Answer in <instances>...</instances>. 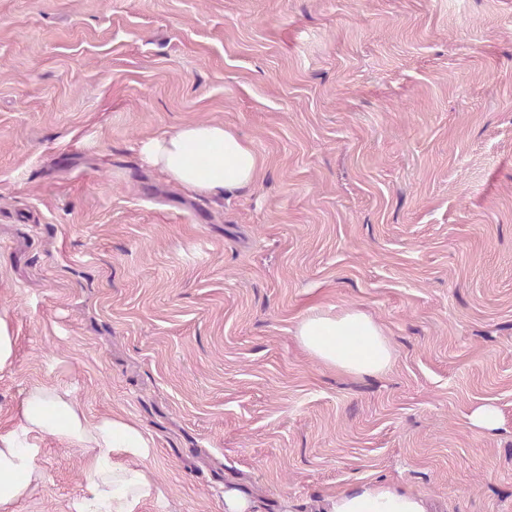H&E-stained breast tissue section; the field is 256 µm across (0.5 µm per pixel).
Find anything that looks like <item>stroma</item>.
I'll use <instances>...</instances> for the list:
<instances>
[{
  "mask_svg": "<svg viewBox=\"0 0 512 512\" xmlns=\"http://www.w3.org/2000/svg\"><path fill=\"white\" fill-rule=\"evenodd\" d=\"M200 121L251 142V192L140 156ZM314 306L371 314L392 368L310 358ZM1 309L0 433L35 386L132 420L140 512L368 481L512 512V0H0ZM34 443L15 512H70L77 450Z\"/></svg>",
  "mask_w": 512,
  "mask_h": 512,
  "instance_id": "35a3bbf8",
  "label": "stroma"
}]
</instances>
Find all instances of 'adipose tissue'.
<instances>
[{
    "mask_svg": "<svg viewBox=\"0 0 512 512\" xmlns=\"http://www.w3.org/2000/svg\"><path fill=\"white\" fill-rule=\"evenodd\" d=\"M140 153L168 180L218 197L251 189L263 166L249 141L215 122L160 133L143 141ZM295 336L310 356L346 374L373 376L394 362L385 330L360 309L333 314L310 308ZM34 435L53 437L80 452L84 494L72 512H139L144 502L161 496L148 466L150 440L135 423L119 415L88 418L75 400L36 386L28 391L16 426L0 433V512H12L31 485L46 479L30 442ZM327 512H427V507L421 494L371 482L330 497Z\"/></svg>",
    "mask_w": 512,
    "mask_h": 512,
    "instance_id": "obj_1",
    "label": "adipose tissue"
}]
</instances>
